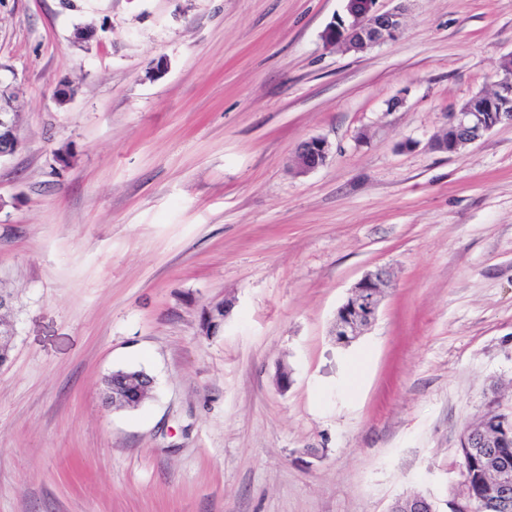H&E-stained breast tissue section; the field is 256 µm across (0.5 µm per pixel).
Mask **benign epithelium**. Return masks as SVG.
Wrapping results in <instances>:
<instances>
[{
  "instance_id": "obj_1",
  "label": "benign epithelium",
  "mask_w": 512,
  "mask_h": 512,
  "mask_svg": "<svg viewBox=\"0 0 512 512\" xmlns=\"http://www.w3.org/2000/svg\"><path fill=\"white\" fill-rule=\"evenodd\" d=\"M343 14L335 16L322 34L325 47L364 52L398 39L402 32L403 8L389 11L377 7L378 0H344ZM14 71L0 63V159L15 155L22 142L17 136L15 96L11 91ZM495 94L487 103L472 101L448 114L446 129L454 134V144L434 143L442 152H455L459 147L481 140L494 127L512 124V67L498 70L494 81ZM330 154L329 142L320 137L298 144L294 152L295 168L308 173L323 166ZM391 283V272L379 267L357 281L346 301L338 308L332 335L336 343L346 346L377 319L384 289ZM153 388V379L131 374L117 380L112 389L104 391V400L115 408H125L143 399ZM505 439L512 440V416L496 419L492 431L469 430L463 433V448H497ZM498 493L490 503L492 512H512V476L506 468L497 471ZM396 512H438L427 496L415 494L394 502Z\"/></svg>"
}]
</instances>
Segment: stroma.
<instances>
[{
  "label": "stroma",
  "mask_w": 512,
  "mask_h": 512,
  "mask_svg": "<svg viewBox=\"0 0 512 512\" xmlns=\"http://www.w3.org/2000/svg\"><path fill=\"white\" fill-rule=\"evenodd\" d=\"M343 10L0 0L22 140L0 161V512L461 496L462 431L490 398L512 411V125L432 141L512 53V0H407L400 37L363 53L323 43ZM312 137L329 158L296 173ZM380 266L376 322L337 345ZM119 368L155 379L136 409L103 400ZM390 283V270L379 267L353 285L346 301L336 312L332 334L337 344L348 345L376 321L384 288H388Z\"/></svg>",
  "instance_id": "obj_1"
}]
</instances>
